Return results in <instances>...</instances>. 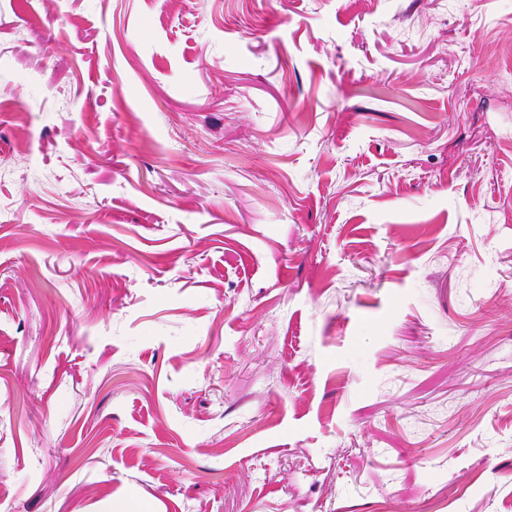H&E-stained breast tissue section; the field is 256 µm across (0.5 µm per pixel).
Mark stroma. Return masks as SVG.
<instances>
[{
    "instance_id": "obj_1",
    "label": "stroma",
    "mask_w": 512,
    "mask_h": 512,
    "mask_svg": "<svg viewBox=\"0 0 512 512\" xmlns=\"http://www.w3.org/2000/svg\"><path fill=\"white\" fill-rule=\"evenodd\" d=\"M512 512V0H0V512Z\"/></svg>"
}]
</instances>
